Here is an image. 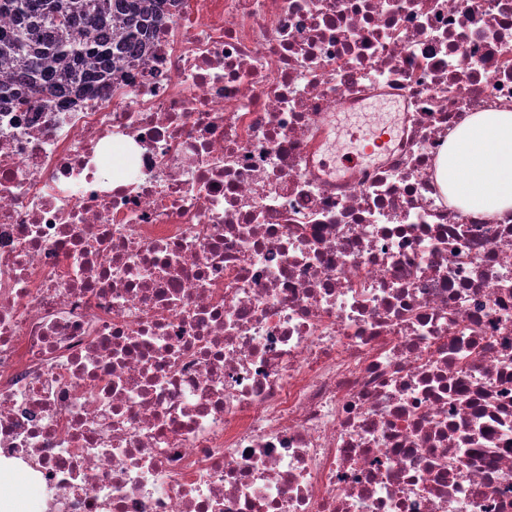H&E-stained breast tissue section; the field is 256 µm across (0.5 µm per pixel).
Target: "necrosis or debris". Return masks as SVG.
I'll use <instances>...</instances> for the list:
<instances>
[{
    "label": "necrosis or debris",
    "mask_w": 512,
    "mask_h": 512,
    "mask_svg": "<svg viewBox=\"0 0 512 512\" xmlns=\"http://www.w3.org/2000/svg\"><path fill=\"white\" fill-rule=\"evenodd\" d=\"M125 78L0 107V472L41 512H512V0H178ZM396 104L336 176L337 111ZM437 181L457 206L487 218L512 212V109L469 114L448 135Z\"/></svg>",
    "instance_id": "obj_1"
}]
</instances>
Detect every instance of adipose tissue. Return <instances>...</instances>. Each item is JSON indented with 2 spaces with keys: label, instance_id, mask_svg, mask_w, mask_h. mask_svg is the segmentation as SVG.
I'll return each instance as SVG.
<instances>
[{
  "label": "adipose tissue",
  "instance_id": "1",
  "mask_svg": "<svg viewBox=\"0 0 512 512\" xmlns=\"http://www.w3.org/2000/svg\"><path fill=\"white\" fill-rule=\"evenodd\" d=\"M437 181L457 206L488 218L512 212V109L469 114L448 136Z\"/></svg>",
  "mask_w": 512,
  "mask_h": 512
}]
</instances>
